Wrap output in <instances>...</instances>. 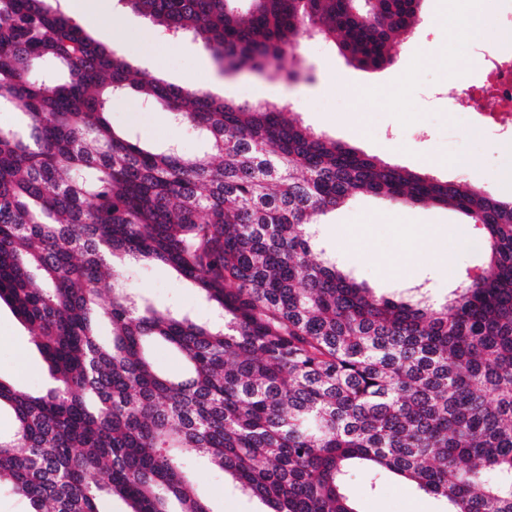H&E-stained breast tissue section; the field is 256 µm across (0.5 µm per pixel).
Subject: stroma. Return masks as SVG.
<instances>
[{"label": "stroma", "mask_w": 512, "mask_h": 512, "mask_svg": "<svg viewBox=\"0 0 512 512\" xmlns=\"http://www.w3.org/2000/svg\"><path fill=\"white\" fill-rule=\"evenodd\" d=\"M108 27L98 28L85 18L78 25L94 39L111 43L115 51L137 69L178 85L202 87L234 103L268 102L287 106L292 118L313 132L326 134L385 163L409 170L429 171L431 176L475 186L496 196L512 199V152L500 140L471 139L474 116L463 102L439 99L443 84L456 80L478 83V71L466 68L462 48L471 35L460 21L466 11L459 0H423L412 34L399 39L393 65L376 70L352 66L334 41L319 37L301 39L285 68L298 69L299 82L283 77L235 76L221 73L210 51L190 36L174 37L129 9L123 0H112ZM112 124L132 131L141 143L162 150L177 143L187 154L205 150L204 140L173 125L161 109L135 97L115 99ZM437 157L444 165L425 169L426 158ZM399 214L401 224L389 222ZM467 218L444 206H406L382 196L356 194L322 218V239L338 261L357 281L375 292H392L423 285L436 302L445 301L460 272L479 263L483 251L480 234L467 226ZM365 227L362 258H354L342 236L345 227ZM416 224L464 227L467 242L454 250V259L440 266L425 262L406 276H392L388 265L411 237ZM124 276L134 293L151 303L191 315L201 323L217 318L215 308L196 288L162 264H128ZM0 379L34 394L46 392L48 368L34 344L28 326L9 307L0 306ZM197 496L212 512H263V504L243 491L223 471L205 458L191 457ZM360 512H442L444 505L410 484L387 478L370 484L355 480Z\"/></svg>", "instance_id": "stroma-1"}]
</instances>
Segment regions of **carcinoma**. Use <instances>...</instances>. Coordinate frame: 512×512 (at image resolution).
Instances as JSON below:
<instances>
[{
    "label": "carcinoma",
    "instance_id": "1",
    "mask_svg": "<svg viewBox=\"0 0 512 512\" xmlns=\"http://www.w3.org/2000/svg\"><path fill=\"white\" fill-rule=\"evenodd\" d=\"M234 70L283 61L308 32L354 66L393 63L422 0H123ZM154 103L209 150L160 152L113 127ZM0 303L53 385L0 380V486L33 512H212L200 454L268 512H358L352 477H400L446 512H512V200L391 166L284 117L133 75L51 0H0ZM357 193L451 206L485 264L440 306L377 294L319 248L314 218ZM158 262L224 327L137 299L116 264ZM112 279L109 300L101 284ZM107 323L111 335L101 334ZM183 370H159L152 345Z\"/></svg>",
    "mask_w": 512,
    "mask_h": 512
}]
</instances>
